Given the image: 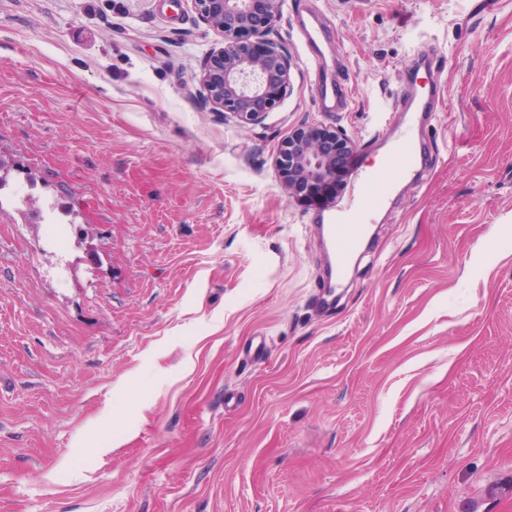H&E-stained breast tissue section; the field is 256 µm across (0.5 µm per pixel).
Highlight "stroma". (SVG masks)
<instances>
[{
  "mask_svg": "<svg viewBox=\"0 0 512 512\" xmlns=\"http://www.w3.org/2000/svg\"><path fill=\"white\" fill-rule=\"evenodd\" d=\"M195 16L0 0V512H512V0H284L248 126L199 103ZM433 78L432 159L322 305L274 157L331 124L374 163ZM301 29L312 59L315 65L319 67L317 69L318 84L316 87L319 104L325 112H338L346 106L348 92H345L336 84L330 65L320 48V39L325 33V24L320 20L311 24L302 20Z\"/></svg>",
  "mask_w": 512,
  "mask_h": 512,
  "instance_id": "1",
  "label": "stroma"
}]
</instances>
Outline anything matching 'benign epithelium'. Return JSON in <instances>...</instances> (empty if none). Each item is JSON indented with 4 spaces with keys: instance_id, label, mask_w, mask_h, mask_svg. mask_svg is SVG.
Segmentation results:
<instances>
[{
    "instance_id": "7a95c632",
    "label": "benign epithelium",
    "mask_w": 512,
    "mask_h": 512,
    "mask_svg": "<svg viewBox=\"0 0 512 512\" xmlns=\"http://www.w3.org/2000/svg\"><path fill=\"white\" fill-rule=\"evenodd\" d=\"M197 20L224 36V46L200 64V103L211 112L256 124L290 91L291 57L269 38L282 0H194ZM355 143L327 125L301 126L281 144L275 167L281 185L295 193L308 181L336 177V164Z\"/></svg>"
}]
</instances>
